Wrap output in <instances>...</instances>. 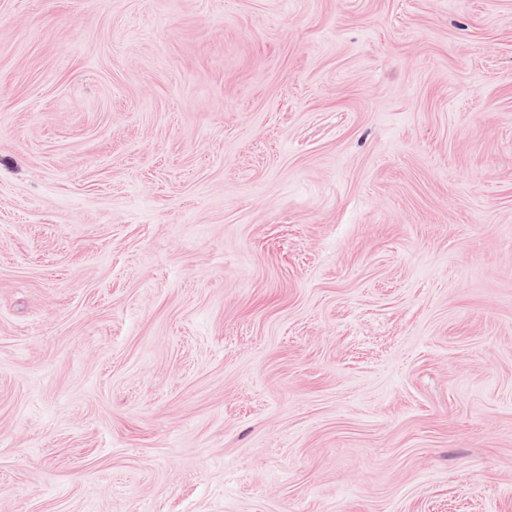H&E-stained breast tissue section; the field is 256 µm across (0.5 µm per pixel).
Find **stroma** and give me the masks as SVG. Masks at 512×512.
I'll return each mask as SVG.
<instances>
[{
    "mask_svg": "<svg viewBox=\"0 0 512 512\" xmlns=\"http://www.w3.org/2000/svg\"><path fill=\"white\" fill-rule=\"evenodd\" d=\"M0 512H512V0H0Z\"/></svg>",
    "mask_w": 512,
    "mask_h": 512,
    "instance_id": "obj_1",
    "label": "stroma"
}]
</instances>
